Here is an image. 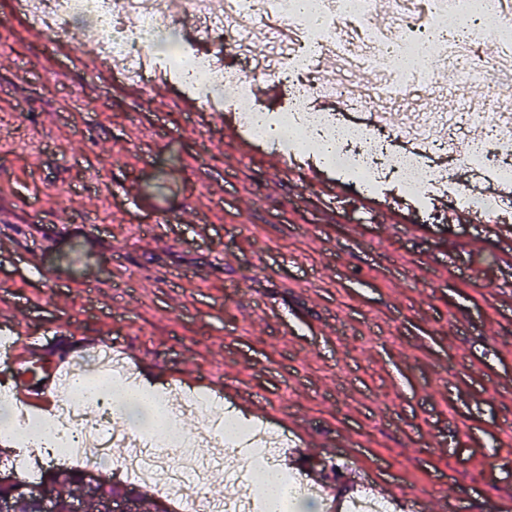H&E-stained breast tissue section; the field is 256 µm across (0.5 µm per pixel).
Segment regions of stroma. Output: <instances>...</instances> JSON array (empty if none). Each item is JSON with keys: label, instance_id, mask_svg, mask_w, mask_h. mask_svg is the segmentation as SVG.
<instances>
[{"label": "stroma", "instance_id": "obj_1", "mask_svg": "<svg viewBox=\"0 0 512 512\" xmlns=\"http://www.w3.org/2000/svg\"><path fill=\"white\" fill-rule=\"evenodd\" d=\"M53 57L0 0V316L37 344L106 337L272 431L309 428L290 470L325 508L388 483L392 512H512V233L419 223L391 187L336 199L241 156L231 112ZM174 209L178 224L156 223Z\"/></svg>", "mask_w": 512, "mask_h": 512}]
</instances>
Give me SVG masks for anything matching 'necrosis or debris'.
Wrapping results in <instances>:
<instances>
[{
	"label": "necrosis or debris",
	"mask_w": 512,
	"mask_h": 512,
	"mask_svg": "<svg viewBox=\"0 0 512 512\" xmlns=\"http://www.w3.org/2000/svg\"><path fill=\"white\" fill-rule=\"evenodd\" d=\"M19 8L49 41L73 22L88 24L102 57L120 62L118 78L144 83L150 67H175L176 85L208 105L238 104L234 118L254 141L278 140L299 153L316 154L327 168L347 175L356 191L371 187L385 170L395 177L402 197L425 207L429 189L445 179L430 164L441 154L474 172L491 173L499 183L512 182V154L502 150L503 142L512 138V124H502L496 115L464 103L449 114L418 113L410 125L374 111L377 97L424 100L441 82L454 87L483 82L511 93L512 25L490 28L485 19L512 11V0H417L395 12L385 39L379 35L382 22L374 0H235L229 16L219 0H184L185 12L199 20L204 37L219 48L245 41L253 22L292 28L299 56L274 69L287 95L285 106L275 114L250 100L248 77L256 73V66L249 62L228 71L213 55L196 51L183 37L180 17L166 10L164 0H20ZM130 16L136 19L131 26L126 23ZM345 31L350 38L342 65L358 62L384 75L381 85L360 97L367 116L357 121L340 112L308 108L311 97L344 92L342 86L317 78L308 51L335 48ZM490 41L501 49L496 70L484 60L483 49ZM424 215L436 217L426 207ZM155 404L163 414L195 415L204 427L185 439L164 431L149 436L131 433L112 426L110 403L92 402L68 383L49 413L27 417L21 427L30 433L52 427L44 442L46 461L55 460L61 448L75 456L91 451L93 459L112 462L124 478L151 486L157 495L178 497L182 512H258L253 495L245 491L254 479L250 462L277 465L287 437L269 436L266 429L251 424L235 442H227L221 402L190 389L174 398L156 391ZM184 444L189 447L185 454L180 451ZM116 445L134 448L135 453L113 458ZM203 448H218L222 454L205 458L199 454ZM220 477L243 485V493L221 502L209 497L206 485Z\"/></svg>",
	"instance_id": "obj_1"
}]
</instances>
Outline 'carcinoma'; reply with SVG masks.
Instances as JSON below:
<instances>
[{
	"label": "carcinoma",
	"mask_w": 512,
	"mask_h": 512,
	"mask_svg": "<svg viewBox=\"0 0 512 512\" xmlns=\"http://www.w3.org/2000/svg\"><path fill=\"white\" fill-rule=\"evenodd\" d=\"M85 475L86 472L75 468H53L41 473L37 480H30L21 475L16 486L0 489V496L13 499L16 512H39L41 500L47 496L45 487L61 486L68 489V495L56 497L63 512L66 510L67 500L78 495L89 496V506L93 512H108L111 497L130 495L135 512H143L146 497L138 493L135 488L124 485L108 491L92 490L84 481Z\"/></svg>",
	"instance_id": "obj_1"
}]
</instances>
